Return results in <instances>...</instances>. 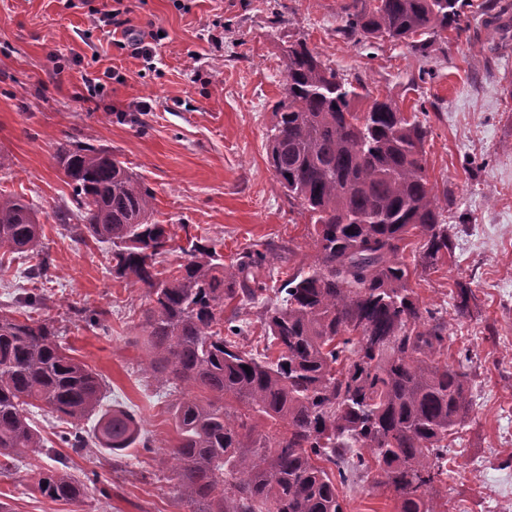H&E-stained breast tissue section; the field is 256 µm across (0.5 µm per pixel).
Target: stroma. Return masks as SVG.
Segmentation results:
<instances>
[{
    "label": "stroma",
    "instance_id": "stroma-1",
    "mask_svg": "<svg viewBox=\"0 0 512 512\" xmlns=\"http://www.w3.org/2000/svg\"><path fill=\"white\" fill-rule=\"evenodd\" d=\"M349 2L124 0L135 33H167L147 63L93 28L92 11L113 0H0V193L38 210L51 262L46 279L27 278L30 257L0 265V309L21 293L44 294L43 314L71 356L102 374L106 404L137 412L153 442L123 462L95 447L76 454L59 441L61 424L33 411L49 451L31 457L29 469L65 457L72 473L97 479L72 504L34 492L29 470L0 474L5 512H189L175 483L154 478L176 433L169 399L139 369L145 291L113 277L110 244L76 241L70 227L79 218L55 152L68 139L112 150L153 189L154 219L181 225L176 244L206 238L228 263L251 245L268 246L281 285L314 255L306 214L267 163L285 80L281 49L299 39L359 79L358 109L387 97L429 129L427 171L451 202V250L410 286L447 324L448 360L463 364L473 399L466 425L448 440L436 498L445 512H499L512 502V28L499 29L493 0H460L466 31L421 54L344 33ZM107 69L115 78L104 92L86 84L85 74ZM143 101L150 111L139 112ZM83 307L107 310L106 328L82 321ZM340 494L345 512H394L392 490L373 478L357 477Z\"/></svg>",
    "mask_w": 512,
    "mask_h": 512
}]
</instances>
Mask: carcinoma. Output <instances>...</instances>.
Wrapping results in <instances>:
<instances>
[{
	"label": "carcinoma",
	"instance_id": "1",
	"mask_svg": "<svg viewBox=\"0 0 512 512\" xmlns=\"http://www.w3.org/2000/svg\"><path fill=\"white\" fill-rule=\"evenodd\" d=\"M342 22L422 54L448 29L465 30L459 0H353ZM284 58L268 162L309 215L315 255L278 288L281 302L263 307L273 355L243 349L237 315L224 317V302L267 291V248L226 264L194 236L161 270L177 233L154 221L153 190L110 151L81 141L56 151L81 220L70 230L111 244L115 278L145 289L140 370L175 397L177 443L156 479L175 481L190 512H345L339 486L373 469L397 512H443L435 482L472 397L463 365L442 361L447 326L409 287L450 250L426 168L428 127L387 98L357 111L356 87L305 41ZM42 233L36 210L0 194V249L39 257L30 278L49 271ZM411 236L422 241L412 266ZM43 301L27 293L25 311L0 310V473L43 453L33 408L71 425L59 440L76 451L93 444L121 458L151 447L136 413L104 407L102 376L67 353L54 321L32 316ZM33 485L52 501L86 495L62 468L39 470Z\"/></svg>",
	"mask_w": 512,
	"mask_h": 512
}]
</instances>
